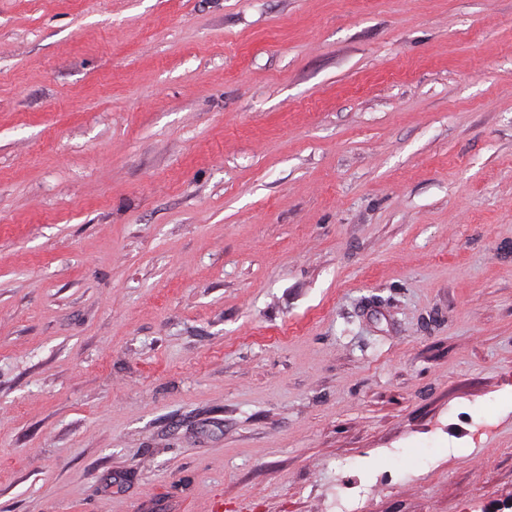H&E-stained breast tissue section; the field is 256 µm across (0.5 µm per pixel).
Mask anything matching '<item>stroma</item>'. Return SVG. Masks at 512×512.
Returning <instances> with one entry per match:
<instances>
[{"mask_svg": "<svg viewBox=\"0 0 512 512\" xmlns=\"http://www.w3.org/2000/svg\"><path fill=\"white\" fill-rule=\"evenodd\" d=\"M512 512V0H0V512Z\"/></svg>", "mask_w": 512, "mask_h": 512, "instance_id": "obj_1", "label": "stroma"}]
</instances>
